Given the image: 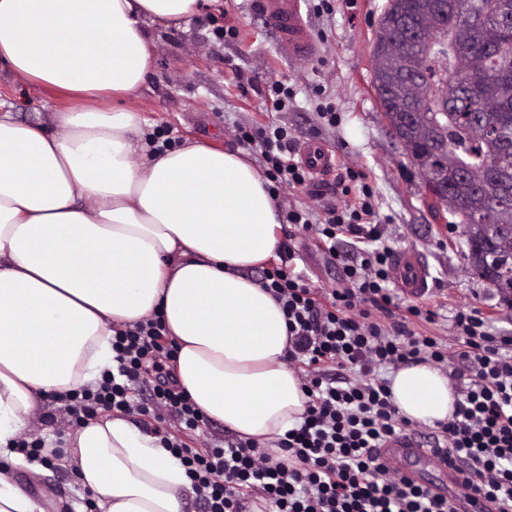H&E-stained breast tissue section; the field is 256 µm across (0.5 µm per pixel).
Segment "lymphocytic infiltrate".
Returning <instances> with one entry per match:
<instances>
[{
	"label": "lymphocytic infiltrate",
	"mask_w": 512,
	"mask_h": 512,
	"mask_svg": "<svg viewBox=\"0 0 512 512\" xmlns=\"http://www.w3.org/2000/svg\"><path fill=\"white\" fill-rule=\"evenodd\" d=\"M236 139L254 154L271 193L309 188L311 175L292 157L287 126L240 125ZM333 187L344 203L292 207L285 218L338 262L341 287L313 288L293 268L288 246L259 278L282 307L285 359L306 398L301 422L274 449L235 433L211 448L190 446L208 419L177 385L178 348L157 317L115 332L116 371L64 395L70 423L79 428L107 413L140 415L147 427L172 419L159 441L180 459L203 512H245L253 495L278 512H455L452 499L378 459L380 448L410 426L391 400L390 373L428 362L449 368L460 399L448 421L426 435L427 447L465 475L470 498L484 500L483 512H512V336L494 335L471 306L456 310L449 336L411 331L410 323L433 322L435 313L405 304L392 287L393 251L380 242L368 170L347 167Z\"/></svg>",
	"instance_id": "lymphocytic-infiltrate-1"
}]
</instances>
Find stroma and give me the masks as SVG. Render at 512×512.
<instances>
[{
    "mask_svg": "<svg viewBox=\"0 0 512 512\" xmlns=\"http://www.w3.org/2000/svg\"><path fill=\"white\" fill-rule=\"evenodd\" d=\"M387 0H330L331 12L304 13L317 42L307 61L283 56L273 22L255 7V0H208L181 26L154 24L150 74L129 102L153 143L176 148L198 140L236 149L237 125L268 123L288 126L296 142L311 138L335 151L342 165H365L372 171L382 241L393 249H411L426 259L431 278L423 303L436 311L431 323H414L415 332L446 335L456 308L471 305L491 313L498 332L512 333V307L478 277L467 274V245L459 228L437 222L422 202L417 178L403 166L401 150L381 123L371 88L370 55L378 19ZM237 27L236 40L225 41L224 25ZM243 72L258 84L280 80L295 97L287 109L254 91L241 94L235 74ZM335 104L340 125L318 128V103ZM72 100L54 96L12 79L0 70V108L17 121L50 125L53 112L72 107ZM284 242L294 248L298 270L316 288L340 284V274L301 227L282 224ZM21 484H34L50 503L82 506V491L70 469L61 465L30 476L15 470Z\"/></svg>",
    "mask_w": 512,
    "mask_h": 512,
    "instance_id": "obj_1",
    "label": "stroma"
}]
</instances>
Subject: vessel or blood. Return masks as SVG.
Instances as JSON below:
<instances>
[{
	"mask_svg": "<svg viewBox=\"0 0 512 512\" xmlns=\"http://www.w3.org/2000/svg\"><path fill=\"white\" fill-rule=\"evenodd\" d=\"M304 0H260L261 8L275 25L278 33V49L291 59H309L316 55L317 44L304 18ZM300 161L314 179L328 176L336 167L335 152L321 142L309 140L300 149ZM392 276L396 288L410 298L424 296L429 290V267L415 251H398L392 261ZM383 459L398 463L418 459L433 467H441V459L426 448L417 447L412 438L399 437L380 450Z\"/></svg>",
	"mask_w": 512,
	"mask_h": 512,
	"instance_id": "vessel-or-blood-1",
	"label": "vessel or blood"
}]
</instances>
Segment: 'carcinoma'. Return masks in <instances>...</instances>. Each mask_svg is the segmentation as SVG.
I'll return each mask as SVG.
<instances>
[{"instance_id": "1", "label": "carcinoma", "mask_w": 512, "mask_h": 512, "mask_svg": "<svg viewBox=\"0 0 512 512\" xmlns=\"http://www.w3.org/2000/svg\"><path fill=\"white\" fill-rule=\"evenodd\" d=\"M388 0L371 83L420 183L444 189L468 246L467 271L512 301V23L498 0ZM412 21L413 33L401 28ZM448 100L435 112L432 101ZM495 169V179L488 169Z\"/></svg>"}]
</instances>
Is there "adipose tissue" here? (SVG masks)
<instances>
[{"mask_svg":"<svg viewBox=\"0 0 512 512\" xmlns=\"http://www.w3.org/2000/svg\"><path fill=\"white\" fill-rule=\"evenodd\" d=\"M199 0H0V64L81 108L53 131L0 113V512H47L13 469L40 398L99 380L114 329L160 315L181 387L210 419L265 444L300 421L280 305L250 273L281 245L268 181L242 151L157 150L118 107L151 69L150 24ZM402 417L436 426L458 395L438 367L401 368ZM101 512H183L179 459L121 416L75 431L62 458Z\"/></svg>","mask_w":512,"mask_h":512,"instance_id":"obj_1","label":"adipose tissue"}]
</instances>
